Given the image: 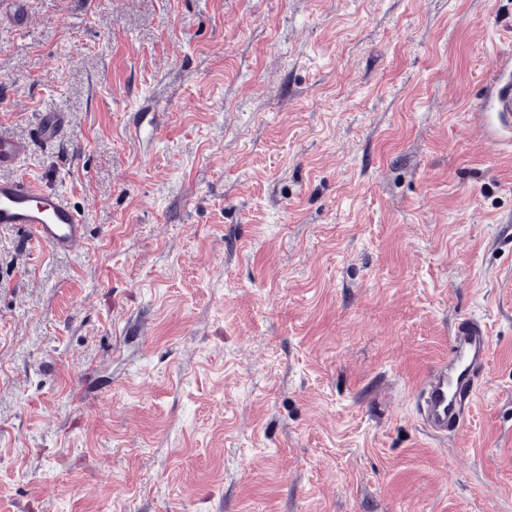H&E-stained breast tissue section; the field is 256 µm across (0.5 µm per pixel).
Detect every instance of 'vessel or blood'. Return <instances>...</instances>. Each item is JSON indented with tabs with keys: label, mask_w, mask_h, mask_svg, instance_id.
I'll list each match as a JSON object with an SVG mask.
<instances>
[{
	"label": "vessel or blood",
	"mask_w": 512,
	"mask_h": 512,
	"mask_svg": "<svg viewBox=\"0 0 512 512\" xmlns=\"http://www.w3.org/2000/svg\"><path fill=\"white\" fill-rule=\"evenodd\" d=\"M499 86L491 100L493 117L512 130V61L497 64ZM27 144L0 137V225H17L33 242L68 253L85 238L82 213L57 191L37 182L9 175L22 162ZM489 335L478 319L457 321L448 333V357L433 369L415 391L416 414L425 429L438 437L463 431L469 423L488 364Z\"/></svg>",
	"instance_id": "vessel-or-blood-1"
}]
</instances>
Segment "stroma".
Masks as SVG:
<instances>
[{"label": "stroma", "instance_id": "stroma-1", "mask_svg": "<svg viewBox=\"0 0 512 512\" xmlns=\"http://www.w3.org/2000/svg\"><path fill=\"white\" fill-rule=\"evenodd\" d=\"M499 58L512 0L0 22V135L87 223L70 253L0 228V512H512ZM470 315L489 368L444 442L414 390Z\"/></svg>", "mask_w": 512, "mask_h": 512}]
</instances>
